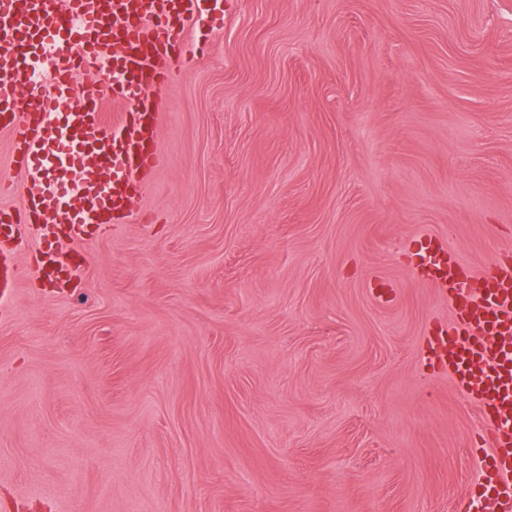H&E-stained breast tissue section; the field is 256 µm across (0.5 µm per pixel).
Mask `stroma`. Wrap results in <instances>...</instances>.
Listing matches in <instances>:
<instances>
[{
	"instance_id": "obj_1",
	"label": "stroma",
	"mask_w": 512,
	"mask_h": 512,
	"mask_svg": "<svg viewBox=\"0 0 512 512\" xmlns=\"http://www.w3.org/2000/svg\"><path fill=\"white\" fill-rule=\"evenodd\" d=\"M136 218L0 321V512H459L409 266L512 256V0H222Z\"/></svg>"
}]
</instances>
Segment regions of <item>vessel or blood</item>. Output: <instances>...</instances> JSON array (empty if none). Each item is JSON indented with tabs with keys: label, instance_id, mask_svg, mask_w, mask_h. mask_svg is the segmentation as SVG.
I'll return each instance as SVG.
<instances>
[{
	"label": "vessel or blood",
	"instance_id": "b4317fda",
	"mask_svg": "<svg viewBox=\"0 0 512 512\" xmlns=\"http://www.w3.org/2000/svg\"><path fill=\"white\" fill-rule=\"evenodd\" d=\"M203 0H0V129L22 184L0 176V244L21 249L22 224L40 229L42 270L67 275L59 235H107L133 213L145 174L165 157L156 141L160 90L175 75ZM119 111H104L107 101ZM438 268L415 266L454 315L433 339L430 363L446 368L478 409L483 475L469 502L512 512V261L474 271L435 248ZM25 269L0 257V288Z\"/></svg>",
	"mask_w": 512,
	"mask_h": 512
}]
</instances>
